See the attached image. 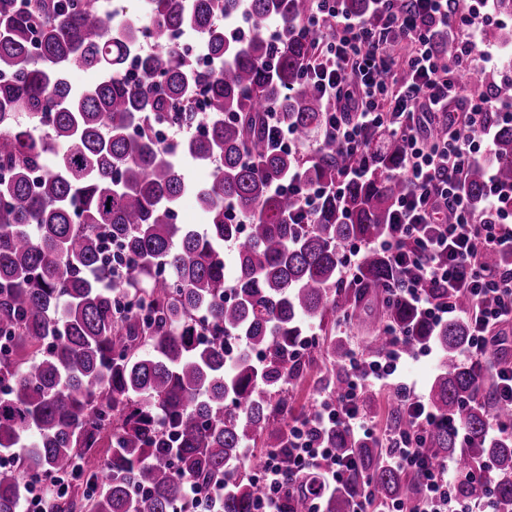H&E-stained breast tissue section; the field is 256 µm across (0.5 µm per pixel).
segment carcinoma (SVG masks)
<instances>
[{"instance_id": "obj_1", "label": "carcinoma", "mask_w": 512, "mask_h": 512, "mask_svg": "<svg viewBox=\"0 0 512 512\" xmlns=\"http://www.w3.org/2000/svg\"><path fill=\"white\" fill-rule=\"evenodd\" d=\"M25 2L0 0V512H21L40 481L62 485L44 512H254L252 472L270 454L284 479L280 512H308L313 499L324 512H351L369 491L377 504L411 503L420 475L344 424L314 436L355 456L345 485L331 488L324 468L290 459L299 342L313 326L323 333L334 365L326 385H341L351 358L333 334L341 321L370 333L364 358L386 350L388 326L408 333V355L437 353L428 402L440 422L425 447L458 466L463 498L488 493L497 512H512V437L488 433L501 409L482 361L462 358L467 317L436 326L398 298L371 318V299L395 282L374 250L356 279L342 278L343 244L381 237L408 189L398 176L403 138L386 141L369 177L310 209L273 191L291 178L329 184L351 163L303 84L313 0H145L143 15L121 21L98 0ZM342 9L374 22L369 0ZM175 30L199 36L223 68L181 53ZM133 56L136 79L125 70ZM85 68L98 81L73 89L67 73ZM274 112L307 155L274 149ZM20 113L41 135L16 124ZM169 122L195 131L157 142L154 128ZM177 157L211 166L210 182L189 184ZM493 164L511 183L512 125L494 127ZM464 190L481 208L483 164ZM188 192L205 216L201 232L175 222ZM389 417L411 428L403 401ZM23 444L31 451L14 454Z\"/></svg>"}]
</instances>
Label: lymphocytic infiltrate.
I'll list each match as a JSON object with an SVG mask.
<instances>
[{
  "instance_id": "obj_1",
  "label": "lymphocytic infiltrate",
  "mask_w": 512,
  "mask_h": 512,
  "mask_svg": "<svg viewBox=\"0 0 512 512\" xmlns=\"http://www.w3.org/2000/svg\"><path fill=\"white\" fill-rule=\"evenodd\" d=\"M307 27L312 53L304 77L316 94L331 103L326 130L352 159L336 182L317 187L289 184L291 193L314 202L341 194L346 182L370 171V160L388 136L405 141L402 176L409 190L390 214L387 233L371 242L391 260L399 283L390 294L417 305L434 324L458 310L432 289L464 293L472 302L469 356L482 357L495 328L512 322V268L491 269L490 250L512 253V183L488 174V205L478 212L462 192L469 168L488 160L493 119H506V102L466 84L464 73L495 74L496 54L483 47V12L467 0H374L376 23L362 25L341 8V0H314ZM449 31L455 51L441 54L436 35ZM389 349L381 356L353 358L354 377L336 398L320 404L321 425L344 423L368 438H383L402 467L419 472L423 494L415 507L392 500L377 512H474L458 493V471L425 448L423 432L434 421L428 403L404 380L398 363L408 341L404 330L387 329ZM391 385L404 397L412 431L378 435L371 416L359 405L368 385ZM290 450L298 468L322 466L331 483L342 482L353 463L318 444L307 423L291 426Z\"/></svg>"
}]
</instances>
